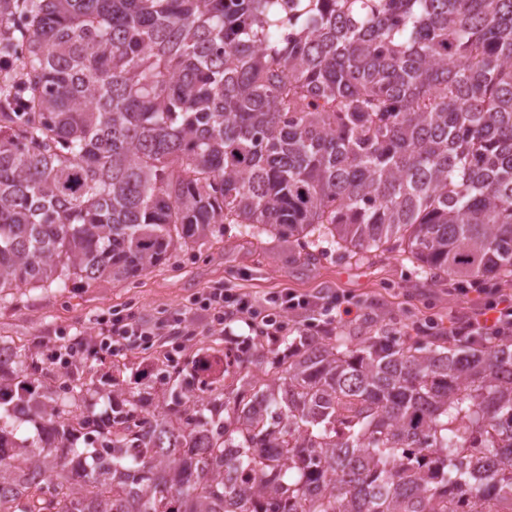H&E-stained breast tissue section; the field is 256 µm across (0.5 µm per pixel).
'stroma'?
Returning <instances> with one entry per match:
<instances>
[{"label":"stroma","mask_w":512,"mask_h":512,"mask_svg":"<svg viewBox=\"0 0 512 512\" xmlns=\"http://www.w3.org/2000/svg\"><path fill=\"white\" fill-rule=\"evenodd\" d=\"M318 247L322 257L309 263L303 250L286 237L245 236L228 224L222 234L174 251L164 264L127 280L91 287L78 282L62 290L14 289L12 300L0 302V336L15 346L36 349L40 365L56 378L62 367L51 359V352L76 336L95 335L113 312L132 313L156 325L174 311H193L194 298L212 288L233 289L260 305L283 291L315 297L337 294L352 308L341 324L357 336L386 324L401 331L416 323L441 324L468 303L456 292L460 280L425 278L398 253L377 251L351 258L330 242H319ZM191 328L190 336L134 343L116 359L88 356L78 367L97 375L122 365L124 378L138 377L145 390L158 369L191 362L218 338L229 346H245L252 333L242 321L231 323L225 335L207 328L200 318Z\"/></svg>","instance_id":"obj_1"}]
</instances>
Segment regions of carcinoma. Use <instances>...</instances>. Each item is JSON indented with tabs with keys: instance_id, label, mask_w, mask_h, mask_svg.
<instances>
[{
	"instance_id": "obj_1",
	"label": "carcinoma",
	"mask_w": 512,
	"mask_h": 512,
	"mask_svg": "<svg viewBox=\"0 0 512 512\" xmlns=\"http://www.w3.org/2000/svg\"><path fill=\"white\" fill-rule=\"evenodd\" d=\"M16 43L0 301L225 224L512 280V0H0ZM47 376L0 359V512H512V336L258 331L145 396Z\"/></svg>"
}]
</instances>
